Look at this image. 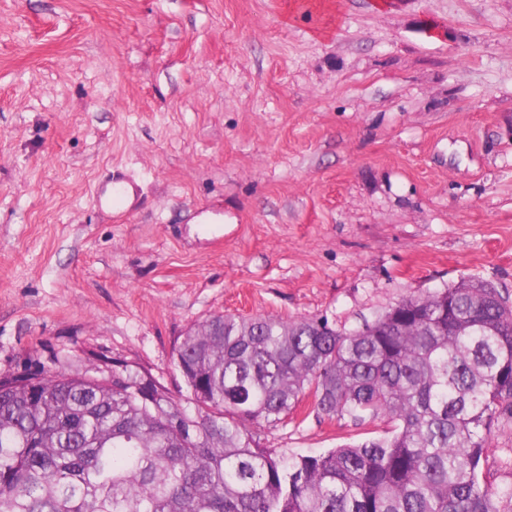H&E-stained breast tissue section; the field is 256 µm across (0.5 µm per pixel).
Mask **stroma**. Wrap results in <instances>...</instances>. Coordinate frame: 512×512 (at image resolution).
<instances>
[{
    "label": "stroma",
    "mask_w": 512,
    "mask_h": 512,
    "mask_svg": "<svg viewBox=\"0 0 512 512\" xmlns=\"http://www.w3.org/2000/svg\"><path fill=\"white\" fill-rule=\"evenodd\" d=\"M293 2L0 0V378L117 361L185 402L216 314L512 298V0ZM114 174L129 208L95 201ZM384 430L302 406L259 436Z\"/></svg>",
    "instance_id": "35a3bbf8"
}]
</instances>
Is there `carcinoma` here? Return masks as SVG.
Listing matches in <instances>:
<instances>
[{"label":"carcinoma","mask_w":512,"mask_h":512,"mask_svg":"<svg viewBox=\"0 0 512 512\" xmlns=\"http://www.w3.org/2000/svg\"><path fill=\"white\" fill-rule=\"evenodd\" d=\"M152 377L0 378V512H512L484 472L512 424V303L490 283L413 293L362 328L216 314ZM384 435L315 454L260 445L301 403Z\"/></svg>","instance_id":"cac0c4a2"}]
</instances>
